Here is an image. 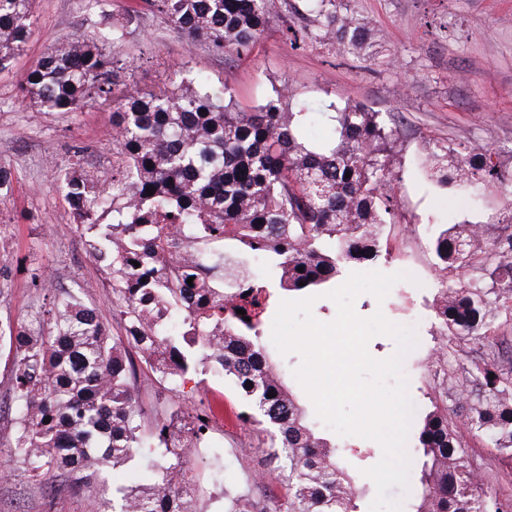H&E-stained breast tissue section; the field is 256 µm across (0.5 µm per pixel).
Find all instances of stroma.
I'll list each match as a JSON object with an SVG mask.
<instances>
[{
  "label": "stroma",
  "instance_id": "stroma-1",
  "mask_svg": "<svg viewBox=\"0 0 512 512\" xmlns=\"http://www.w3.org/2000/svg\"><path fill=\"white\" fill-rule=\"evenodd\" d=\"M136 0H35L33 35L20 54L0 68V166L12 174L11 188L0 194V236L5 252L0 265L9 271L0 296V322L29 320L58 287H65L96 309L111 335L125 333L116 316L101 263L87 252L74 223V209L60 185L57 166L66 165L74 146L83 149L82 167L94 172L112 156V106L95 104L79 112L46 113L23 98L19 85L27 71L54 50L64 37L92 35L94 29L121 19ZM342 6L364 25V43L355 54L337 53L323 43L292 46L282 26L315 28L302 0H272L269 29L248 53L222 55L206 44L186 47L165 14L140 15L120 47L130 68L127 81L157 84L165 68L186 64L191 77L228 87L241 107H252L287 86L293 105L323 111L328 105L359 103L380 113L396 132L395 163L400 180L394 189V217L386 229L388 251L374 265L384 273L403 272L384 301L359 296V316L383 311L393 324L414 325L417 347L406 357L404 373L416 413L432 406L438 391L430 356L439 344L429 307L434 295L426 283L437 280L430 241L440 224L468 221L487 227L494 237L512 219V182L486 187L471 201L454 187H438L426 177L423 161L428 140L451 141L461 150H492L512 171V0H343ZM46 268L40 284L32 272ZM13 359L0 348V512H93L102 488L138 485L148 465L139 456L129 468L108 469L105 485L73 481L52 473L32 480L11 467L15 438L10 407ZM146 405L178 401L184 407L209 408L219 401L230 418L244 408L222 378L207 370L190 372L175 389L141 386ZM342 461L366 489L359 502L369 512L374 483L363 471L381 458L378 443L342 438ZM477 464L491 475L493 491L512 495V467L493 449L468 440ZM263 435L238 424L213 430L206 445L192 449L190 485L202 512H223L225 491L254 488L263 468Z\"/></svg>",
  "mask_w": 512,
  "mask_h": 512
}]
</instances>
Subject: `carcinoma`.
<instances>
[{
    "label": "carcinoma",
    "mask_w": 512,
    "mask_h": 512,
    "mask_svg": "<svg viewBox=\"0 0 512 512\" xmlns=\"http://www.w3.org/2000/svg\"><path fill=\"white\" fill-rule=\"evenodd\" d=\"M303 2L319 25L286 26L291 43L327 41L342 54L362 44V22L337 0ZM142 6L165 13L188 45L203 41L222 55L249 52L270 13V0H139L126 21ZM34 24L33 0H0V68L23 51ZM124 34L122 24L99 43L69 36L23 79L25 96L45 112L112 101V176L81 170L77 150L61 181L90 255L112 269L126 335L110 337L97 313L67 290L47 313L8 325L12 462L33 480L60 472L91 481L109 463L127 465L134 449L152 448L156 464L146 483L113 491L112 512H198L184 462L204 437L206 411L173 403L144 430L137 369L126 357L133 348L148 381L177 386L197 365L230 381L246 400L240 419L268 437L272 469L257 477L262 495L226 493L224 512H358L340 445L308 420L262 336L279 291L333 288L345 266L381 256L399 181L390 161L394 130L359 105L287 112L286 87L245 110L228 88L189 78L181 66L152 89L121 85ZM427 156L441 186L477 191L503 179L488 151L431 139ZM108 212L109 224L102 222ZM482 240L481 225L451 224L432 241L439 271L433 311L448 344L432 353L441 401L419 420L424 460L412 512H512V497L491 491L448 421L452 401L465 430L512 463V350L498 336L512 325V231L505 227L492 240L479 277L466 282L458 272ZM257 257L273 277L253 275ZM175 313L177 330L169 327ZM467 339L484 351L456 369L448 345Z\"/></svg>",
    "instance_id": "1"
}]
</instances>
